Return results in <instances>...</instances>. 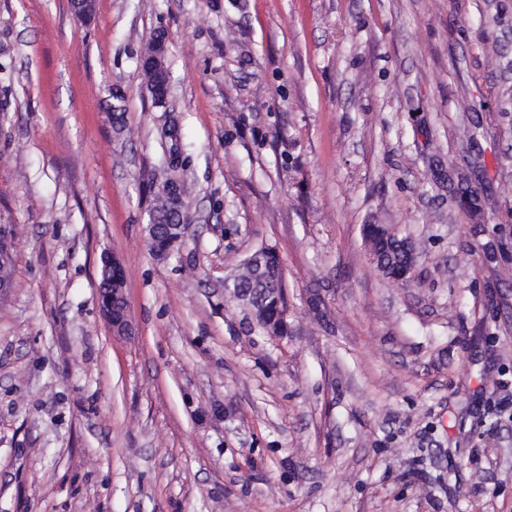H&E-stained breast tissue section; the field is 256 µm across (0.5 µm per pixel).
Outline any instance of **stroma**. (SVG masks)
<instances>
[{
  "instance_id": "obj_1",
  "label": "stroma",
  "mask_w": 512,
  "mask_h": 512,
  "mask_svg": "<svg viewBox=\"0 0 512 512\" xmlns=\"http://www.w3.org/2000/svg\"><path fill=\"white\" fill-rule=\"evenodd\" d=\"M161 29L192 219L164 257ZM0 224V512H512V0H0ZM265 246L283 337L224 304ZM166 40L165 32H159L149 53L140 59V66L145 73L147 90L153 104L155 107L164 108V112H170L167 110L169 76L165 62ZM456 178L458 187L461 186L458 189L464 199V203L472 216L476 219L474 224H481L480 216L484 211V200L475 190H471L468 176L465 173L457 172ZM371 225H383V224H366L363 228V237L365 242L369 245L370 254L377 267V269L386 277L393 278V268L397 265V258H392L389 254L380 255L379 242L375 236L367 232L368 226ZM102 277L108 281V288L98 284L100 311L118 337L134 336L135 326L128 309L126 276L122 262L111 253L102 256Z\"/></svg>"
}]
</instances>
